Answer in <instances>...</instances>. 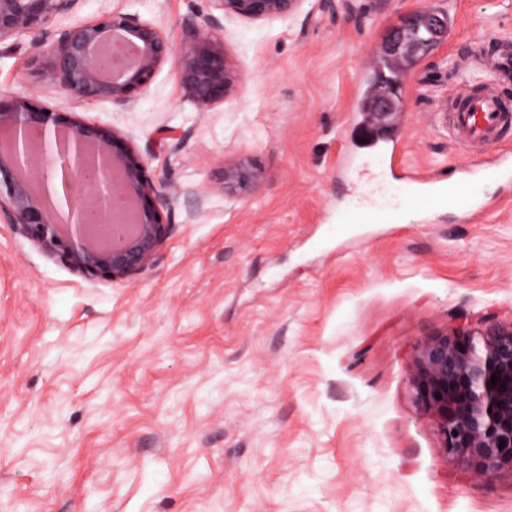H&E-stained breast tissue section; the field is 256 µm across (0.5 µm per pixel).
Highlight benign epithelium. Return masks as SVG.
Returning <instances> with one entry per match:
<instances>
[{"instance_id": "obj_1", "label": "benign epithelium", "mask_w": 512, "mask_h": 512, "mask_svg": "<svg viewBox=\"0 0 512 512\" xmlns=\"http://www.w3.org/2000/svg\"><path fill=\"white\" fill-rule=\"evenodd\" d=\"M78 0H0V42L44 30ZM224 15L248 20L286 17L302 0H212ZM448 20L421 11L408 24L442 35ZM120 33L134 50L107 79L101 52ZM173 47L155 24L111 11L66 30L47 48L41 70L68 93L87 102L129 107L172 56ZM177 79L198 110L208 112L239 92L242 76L224 45L201 30L175 59ZM62 157L75 173L96 171L90 189L98 199L95 222L110 242H93V224L80 206L74 183L66 194L72 226L57 221L60 203L50 200V179ZM257 174L242 162L224 165V194L248 193ZM175 195L149 173L148 160L118 131L69 112L47 110L37 98H0V215L26 238L71 270L89 278L122 280L142 270L166 242L170 224L163 209ZM498 375L497 385L491 377ZM419 406L435 419L446 452L475 475L491 478L512 469V325H494L481 337L460 323L451 335L424 342L411 367ZM505 447H499L500 442Z\"/></svg>"}]
</instances>
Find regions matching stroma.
Returning <instances> with one entry per match:
<instances>
[{
	"label": "stroma",
	"mask_w": 512,
	"mask_h": 512,
	"mask_svg": "<svg viewBox=\"0 0 512 512\" xmlns=\"http://www.w3.org/2000/svg\"><path fill=\"white\" fill-rule=\"evenodd\" d=\"M445 0H303L221 18L211 0H79L47 35L0 42V96L114 128L177 192L166 243L125 280L86 278L0 220V512H512V471L477 477L416 405L421 344L512 324V201L336 222L379 159L352 154L361 64L394 22ZM453 40L396 116L406 163L453 177L458 82L512 45V0H455ZM175 50L209 28L242 75L198 111L166 61L132 109L36 77L41 39L106 10ZM258 174L226 196L225 164Z\"/></svg>",
	"instance_id": "obj_1"
}]
</instances>
